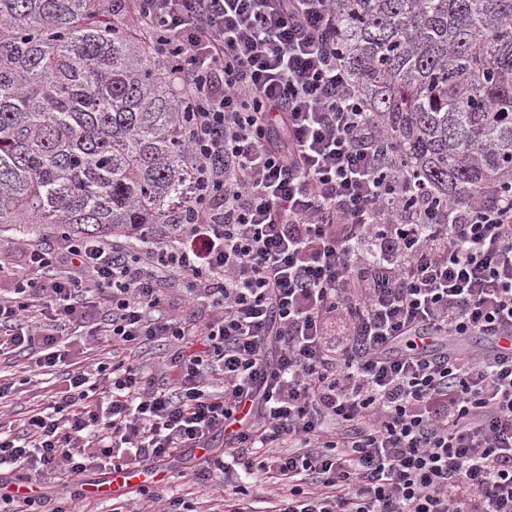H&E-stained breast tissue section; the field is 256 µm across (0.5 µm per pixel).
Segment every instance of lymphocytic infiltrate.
I'll list each match as a JSON object with an SVG mask.
<instances>
[{"label": "lymphocytic infiltrate", "mask_w": 512, "mask_h": 512, "mask_svg": "<svg viewBox=\"0 0 512 512\" xmlns=\"http://www.w3.org/2000/svg\"><path fill=\"white\" fill-rule=\"evenodd\" d=\"M113 8L187 104L197 194L135 250L27 245L0 354L50 371L80 336L103 358L67 367L24 435L0 423V469L75 480L204 448L222 512H256L243 474L274 486L266 512H512V203L442 208L388 173L331 0Z\"/></svg>", "instance_id": "lymphocytic-infiltrate-1"}]
</instances>
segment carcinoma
<instances>
[{
	"label": "carcinoma",
	"mask_w": 512,
	"mask_h": 512,
	"mask_svg": "<svg viewBox=\"0 0 512 512\" xmlns=\"http://www.w3.org/2000/svg\"><path fill=\"white\" fill-rule=\"evenodd\" d=\"M397 166L460 206L512 188V0H333ZM185 106L112 0H0V224L137 240L181 224Z\"/></svg>",
	"instance_id": "obj_1"
}]
</instances>
